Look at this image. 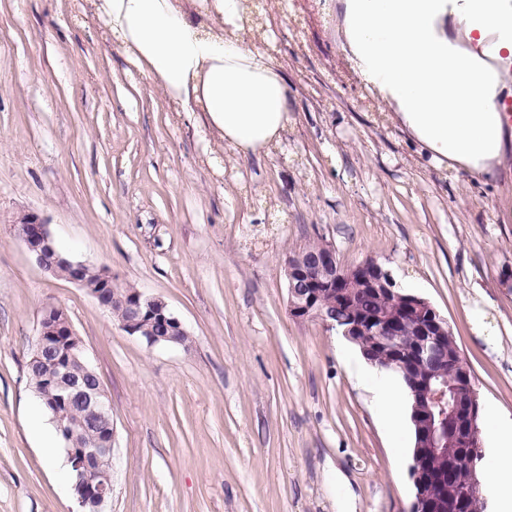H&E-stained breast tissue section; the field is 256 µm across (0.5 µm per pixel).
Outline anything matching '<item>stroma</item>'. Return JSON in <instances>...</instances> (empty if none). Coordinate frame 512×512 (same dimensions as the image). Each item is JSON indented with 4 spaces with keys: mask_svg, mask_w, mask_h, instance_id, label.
<instances>
[{
    "mask_svg": "<svg viewBox=\"0 0 512 512\" xmlns=\"http://www.w3.org/2000/svg\"><path fill=\"white\" fill-rule=\"evenodd\" d=\"M343 0L250 48L288 84L278 143L241 156L178 111L78 0H0V512H79L48 465L27 364L68 314L112 403L109 512H409L413 435L392 439L363 357L288 313L310 242L368 259L444 316L481 407L512 419V165L475 179L367 104ZM29 212L116 288L162 298L190 346L147 347L18 237ZM484 313L477 329L473 307Z\"/></svg>",
    "mask_w": 512,
    "mask_h": 512,
    "instance_id": "stroma-1",
    "label": "stroma"
}]
</instances>
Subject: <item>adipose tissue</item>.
<instances>
[{"label":"adipose tissue","mask_w":512,"mask_h":512,"mask_svg":"<svg viewBox=\"0 0 512 512\" xmlns=\"http://www.w3.org/2000/svg\"><path fill=\"white\" fill-rule=\"evenodd\" d=\"M138 69L182 107H202L216 138L247 156L278 142L292 121L288 84L242 42L240 0H212L210 23L185 0H92ZM354 63L396 118L439 161L478 178L512 156V0H344ZM454 37L436 29L441 16ZM488 483L496 512H512V421L490 411Z\"/></svg>","instance_id":"1"}]
</instances>
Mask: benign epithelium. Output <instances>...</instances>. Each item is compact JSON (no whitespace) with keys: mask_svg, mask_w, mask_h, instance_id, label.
I'll return each instance as SVG.
<instances>
[{"mask_svg":"<svg viewBox=\"0 0 512 512\" xmlns=\"http://www.w3.org/2000/svg\"><path fill=\"white\" fill-rule=\"evenodd\" d=\"M19 236L45 272L56 274L60 264L69 268V281L86 289L101 307L110 308L106 294L112 288V274L100 268L95 281L89 282L85 274L91 266L62 257L55 249L48 225L39 215H28ZM285 277L290 316L296 320L316 318L325 327L341 331L349 341L361 345L363 357L377 367L381 366L380 354L394 353L400 348L399 322L390 315H366L348 306L352 294L367 291L386 295L401 304V313L417 319L418 344L402 363L403 379L414 400L411 423L416 436L410 466L414 488L410 512H467L472 489L478 485L476 460L483 441L474 377L461 351L448 349V320L426 299L396 291L391 274L376 261L369 259L345 267L335 248L328 244L312 255L299 251L289 255ZM120 306L125 313L120 326L128 335L150 348L181 344L180 336L185 329L164 300L139 291L123 298ZM72 335L74 330L66 312L58 307L46 309L39 322L32 359L49 363L48 380L61 390V402L81 405L90 426L111 431L112 404L102 385L80 383L68 377L72 360L88 358L83 344L62 340ZM365 337L371 340L368 346L362 344ZM427 364L450 369L453 380L437 382L432 377H420L418 372ZM59 429L66 434L64 451L79 506L89 507L91 512H106L112 500V442L102 441L90 448L77 437V432L62 424ZM446 434L452 436L451 448L442 444ZM444 451L448 455V472L467 468L469 484L450 482L444 475L431 477L422 469L424 454Z\"/></svg>","mask_w":512,"mask_h":512,"instance_id":"1","label":"benign epithelium"}]
</instances>
